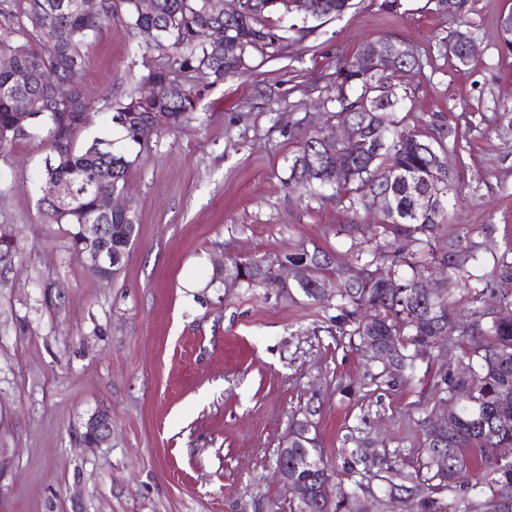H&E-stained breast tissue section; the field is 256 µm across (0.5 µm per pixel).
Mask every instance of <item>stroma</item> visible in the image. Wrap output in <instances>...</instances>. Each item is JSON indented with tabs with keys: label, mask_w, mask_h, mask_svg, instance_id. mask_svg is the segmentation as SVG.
I'll use <instances>...</instances> for the list:
<instances>
[{
	"label": "stroma",
	"mask_w": 512,
	"mask_h": 512,
	"mask_svg": "<svg viewBox=\"0 0 512 512\" xmlns=\"http://www.w3.org/2000/svg\"><path fill=\"white\" fill-rule=\"evenodd\" d=\"M510 11L512 0H352L286 48L252 52L191 120L142 147L124 141L110 103L136 90L146 41L105 22L81 79L91 121L79 140L135 156L123 201L138 238L116 275L93 274L66 225L39 213L49 191L39 141L0 157V233L19 245L0 268V512H290L276 452L309 403L338 483L358 480L345 469L358 441L366 457L415 461L440 362L410 384L371 380L367 358L332 331L335 307L209 281L223 258L273 262L316 246L350 258L339 227L371 215L309 196L288 167L306 134L337 124L327 98L341 60L386 36L423 61L398 81L396 120L459 130L456 224L492 225L486 255L512 251V129L501 120L512 58L500 28ZM456 30L475 44L465 64L446 46ZM95 413L111 415L112 433L88 448L79 437Z\"/></svg>",
	"instance_id": "stroma-1"
}]
</instances>
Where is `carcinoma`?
Masks as SVG:
<instances>
[{
  "label": "carcinoma",
  "mask_w": 512,
  "mask_h": 512,
  "mask_svg": "<svg viewBox=\"0 0 512 512\" xmlns=\"http://www.w3.org/2000/svg\"><path fill=\"white\" fill-rule=\"evenodd\" d=\"M311 21L339 16L349 0H310ZM152 12L143 13L139 0H102L97 18L78 9L77 0H23L17 25L0 32V54L14 56L13 67L0 69V127L12 124L14 102L26 98L40 114L26 132L0 141V156L17 142L38 138L48 151L46 176L67 192L63 202H40L48 224H66L73 248H78L80 224L89 220L106 228L105 248L112 252V271L120 270L138 235L135 216L100 210L99 195L124 188L131 156L116 151L112 142L94 139L78 143L87 126L91 106L82 84L74 87L65 103L54 86L68 81L72 72H85L92 40L102 25L119 19L132 36L141 28H156L161 40L152 46L160 58L144 64L147 73L137 91L113 103L112 122L125 139L142 144L151 134L144 128L145 113H169L171 127L181 126L197 111L204 92L224 76L246 68L254 49H275L288 42L281 20L298 15L293 0H245L244 14L230 20L209 14L205 0H154ZM225 33L229 51L207 56L213 31ZM376 42L363 43L336 70V117L357 126L356 135L327 151L329 131L318 130L304 142L289 166V180L319 196L330 188L348 209H363L376 218L372 224H348L344 231L362 234L371 242L341 262L334 254L315 247L285 254L288 262L314 269L306 283L277 281L265 260L232 261L233 273L210 281L224 288H274L284 298L299 294L311 303L336 300V329L354 336L360 349L373 360L388 355L395 381L414 377L418 360H445L450 369L435 388V405L441 407L439 424L429 417L418 420L423 440L416 464L410 470L387 468L389 496L417 494L419 512H512V458L500 448H512V295L495 288L494 272L512 269L508 254L493 257V271L473 274L480 262L482 243L471 230L448 234L440 254L431 249V238L442 223L451 220L449 201L456 179L448 155L457 151V127L448 126L440 136L397 129L393 119L402 98L389 80L422 68V61L401 60L386 74L365 66ZM205 72L196 73L199 68ZM139 109L140 117L128 113ZM342 180L334 179L336 169ZM387 195L389 207L375 202ZM446 274L447 299L440 309L430 304L425 281L434 265ZM463 290L474 302L486 303L466 314L449 302ZM310 406L301 411L303 425L288 432V477L301 482L302 495L293 501V512H321L318 500L333 495L321 480L328 469L317 437L312 435ZM468 488L446 504L437 495ZM360 481L336 498L332 512H374L373 501L362 495Z\"/></svg>",
  "instance_id": "cac0c4a2"
}]
</instances>
